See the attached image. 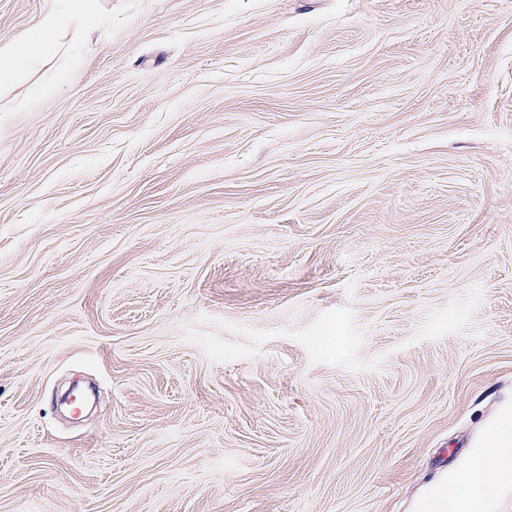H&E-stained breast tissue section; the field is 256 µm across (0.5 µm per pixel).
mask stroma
<instances>
[{"instance_id": "obj_1", "label": "stroma", "mask_w": 512, "mask_h": 512, "mask_svg": "<svg viewBox=\"0 0 512 512\" xmlns=\"http://www.w3.org/2000/svg\"><path fill=\"white\" fill-rule=\"evenodd\" d=\"M49 16L0 512H419L512 408V0H0V41Z\"/></svg>"}]
</instances>
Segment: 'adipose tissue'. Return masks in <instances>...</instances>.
<instances>
[{
    "label": "adipose tissue",
    "mask_w": 512,
    "mask_h": 512,
    "mask_svg": "<svg viewBox=\"0 0 512 512\" xmlns=\"http://www.w3.org/2000/svg\"><path fill=\"white\" fill-rule=\"evenodd\" d=\"M30 44L0 43V100L8 110L24 107L25 100L14 92L18 76L32 56ZM484 450L475 456L467 472L427 497L421 512H482L500 482L512 479V410L503 413L483 441Z\"/></svg>",
    "instance_id": "1"
}]
</instances>
